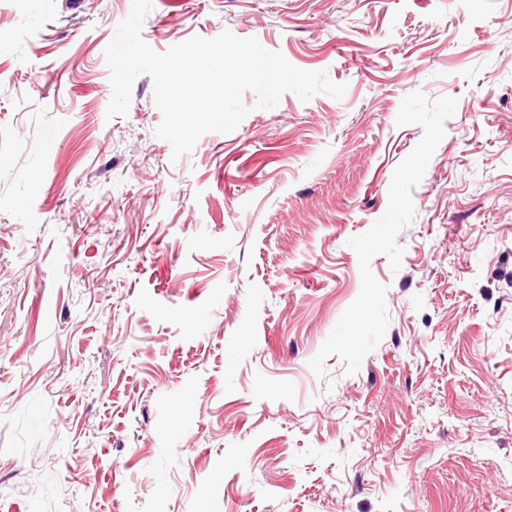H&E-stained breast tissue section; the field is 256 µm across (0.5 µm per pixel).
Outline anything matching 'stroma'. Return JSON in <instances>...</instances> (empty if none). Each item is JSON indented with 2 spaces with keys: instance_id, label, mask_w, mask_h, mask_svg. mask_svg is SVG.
I'll list each match as a JSON object with an SVG mask.
<instances>
[{
  "instance_id": "obj_1",
  "label": "stroma",
  "mask_w": 512,
  "mask_h": 512,
  "mask_svg": "<svg viewBox=\"0 0 512 512\" xmlns=\"http://www.w3.org/2000/svg\"><path fill=\"white\" fill-rule=\"evenodd\" d=\"M131 0H0V505L512 512V0H152L156 52L222 31L346 84L173 158L149 76L107 119ZM457 98L398 241L389 325L309 366Z\"/></svg>"
}]
</instances>
